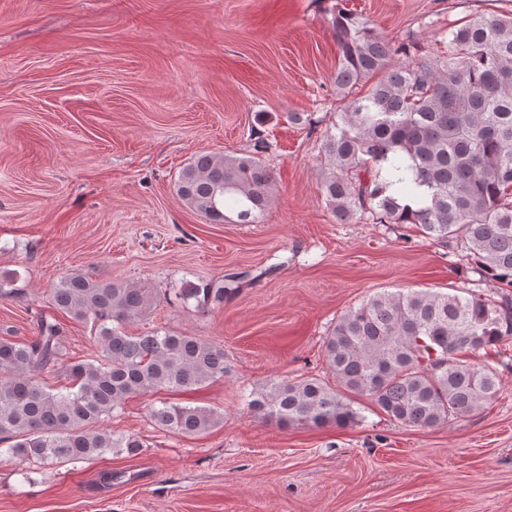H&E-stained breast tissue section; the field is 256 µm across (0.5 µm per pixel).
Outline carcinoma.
Returning a JSON list of instances; mask_svg holds the SVG:
<instances>
[{"label":"carcinoma","instance_id":"carcinoma-1","mask_svg":"<svg viewBox=\"0 0 512 512\" xmlns=\"http://www.w3.org/2000/svg\"><path fill=\"white\" fill-rule=\"evenodd\" d=\"M331 25L336 94L349 102L323 137L327 208L340 221L412 224L448 246L459 243L480 280L512 287V12L450 24L434 48L414 53V43L392 47L341 0ZM398 53L406 60L395 64ZM271 148L257 139L246 157L197 154L178 174V196L213 224L259 223L274 191L262 159ZM237 290L221 278L174 297L204 312ZM52 297L56 311L91 325L99 354L67 359L53 315L40 316L29 342L0 340V445L31 463L85 462L107 450L135 457L144 448L139 436L104 427L127 399L224 378L220 346L183 333L124 331L150 313V288L73 273ZM511 335L509 298L382 292L339 317L325 359L344 390L394 421L429 428L496 399L497 370L459 354ZM48 368L66 379L55 392L38 380ZM248 407L285 428L341 426L359 416L341 391L303 376L267 382ZM150 418L162 432L196 436L223 423L224 412L162 401Z\"/></svg>","mask_w":512,"mask_h":512}]
</instances>
